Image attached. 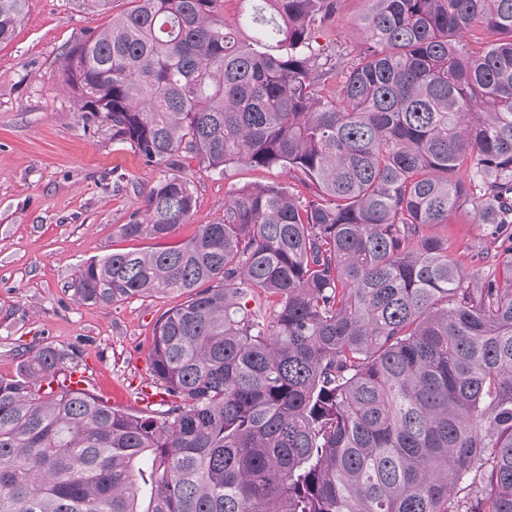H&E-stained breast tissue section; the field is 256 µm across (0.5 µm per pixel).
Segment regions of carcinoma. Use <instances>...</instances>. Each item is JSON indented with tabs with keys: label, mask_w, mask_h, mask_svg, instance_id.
I'll use <instances>...</instances> for the list:
<instances>
[{
	"label": "carcinoma",
	"mask_w": 512,
	"mask_h": 512,
	"mask_svg": "<svg viewBox=\"0 0 512 512\" xmlns=\"http://www.w3.org/2000/svg\"><path fill=\"white\" fill-rule=\"evenodd\" d=\"M130 0L64 83L161 174L120 234L164 240L184 161L279 166L189 240L78 269L83 302L180 293L150 351L164 409L67 385L73 351L0 376V512H512V0ZM27 0H0V42ZM333 93H328L330 87ZM507 254L480 282L436 229L466 204ZM219 5V15L224 20V25L231 29L240 31L243 35H250V29L242 22L243 15L247 8V2L240 0H223ZM365 8L364 0H344L336 16V27L329 36L319 39L320 44L333 53L352 52L363 39L359 19Z\"/></svg>",
	"instance_id": "carcinoma-1"
}]
</instances>
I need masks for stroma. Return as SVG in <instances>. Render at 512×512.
<instances>
[{
  "mask_svg": "<svg viewBox=\"0 0 512 512\" xmlns=\"http://www.w3.org/2000/svg\"><path fill=\"white\" fill-rule=\"evenodd\" d=\"M128 2L112 0L110 12L94 13L78 0H28L12 40L0 44V375H14L32 344L68 348L77 352L90 390L139 409L142 390L152 385L156 322L182 295L87 304L72 282L89 259L154 249L155 240L127 239L119 228L142 208L143 191L159 173L114 143L109 124H84L62 75L66 52ZM365 8L364 0H344L322 45L352 51L363 39ZM185 166L196 207L171 235L173 245L221 219L232 187L289 182L279 167L218 174L199 170L192 159ZM448 240L467 271L487 273L474 260L490 246L484 225L451 223Z\"/></svg>",
  "mask_w": 512,
  "mask_h": 512,
  "instance_id": "stroma-1",
  "label": "stroma"
}]
</instances>
